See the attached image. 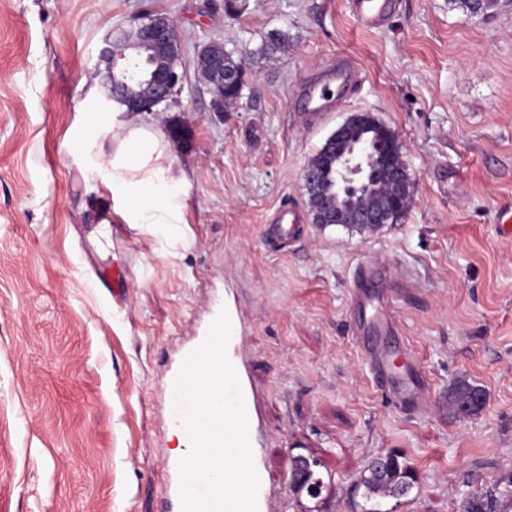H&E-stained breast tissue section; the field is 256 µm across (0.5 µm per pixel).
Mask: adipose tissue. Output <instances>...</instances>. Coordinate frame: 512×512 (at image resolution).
<instances>
[{
  "label": "adipose tissue",
  "instance_id": "1",
  "mask_svg": "<svg viewBox=\"0 0 512 512\" xmlns=\"http://www.w3.org/2000/svg\"><path fill=\"white\" fill-rule=\"evenodd\" d=\"M107 124L112 148L100 157L115 213L124 223L152 228L184 223L186 180L173 167L160 125L144 124L136 112L113 113Z\"/></svg>",
  "mask_w": 512,
  "mask_h": 512
}]
</instances>
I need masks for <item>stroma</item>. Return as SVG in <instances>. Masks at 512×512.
Listing matches in <instances>:
<instances>
[{
    "label": "stroma",
    "instance_id": "35a3bbf8",
    "mask_svg": "<svg viewBox=\"0 0 512 512\" xmlns=\"http://www.w3.org/2000/svg\"><path fill=\"white\" fill-rule=\"evenodd\" d=\"M0 0V512H159L178 439L164 382L213 297L236 300L278 512H299L292 456L318 458L335 493L323 512H357L355 483L390 450L413 469L396 512H461L491 491L512 502V0H397L369 31L349 0ZM167 15L183 48L173 102L145 113L174 135L187 180L177 233L122 223L79 144L102 120L105 34ZM286 49L259 54L272 31ZM218 41L243 59L240 97L216 111L194 59ZM362 72L353 94L304 123L292 97L338 54ZM392 129L413 182L398 222L374 232L310 221L304 170L351 113ZM304 240L269 250L261 226L282 202ZM386 262L409 288L400 335L429 376L428 414L375 386L352 338L356 267ZM481 388L472 415L448 409L457 381Z\"/></svg>",
    "mask_w": 512,
    "mask_h": 512
}]
</instances>
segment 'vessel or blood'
I'll list each match as a JSON object with an SVG mask.
<instances>
[{"label": "vessel or blood", "instance_id": "obj_1", "mask_svg": "<svg viewBox=\"0 0 512 512\" xmlns=\"http://www.w3.org/2000/svg\"><path fill=\"white\" fill-rule=\"evenodd\" d=\"M350 5L357 23L367 30L387 25L397 10V0H350ZM357 76L358 70L352 59H337L336 63L311 77L295 93L296 111L310 118L330 111L339 103L342 95L353 89ZM304 234L299 212L288 203L277 207L262 227V237L273 249L281 248L283 243L299 240ZM389 272L388 266L375 261L365 262L358 267L351 290V299L357 308L351 323L353 339L361 354L368 359L377 386L402 410L422 413L430 404L431 382L427 374L415 363L401 377H393L390 373L392 357L404 351L405 345L397 337L394 310L399 294L387 286ZM223 310L227 311L231 322L226 357L239 380L249 421L252 461L257 473L261 474L266 470V460L259 451L256 438L261 418L253 381V362L243 351L245 336L236 306L228 300H214L212 315H219ZM207 334V327H200L192 342L179 349L167 372V411L171 421L179 427L183 426L184 420L173 403L175 379L186 357L204 342Z\"/></svg>", "mask_w": 512, "mask_h": 512}]
</instances>
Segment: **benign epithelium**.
Returning a JSON list of instances; mask_svg holds the SVG:
<instances>
[{"label":"benign epithelium","instance_id":"benign-epithelium-1","mask_svg":"<svg viewBox=\"0 0 512 512\" xmlns=\"http://www.w3.org/2000/svg\"><path fill=\"white\" fill-rule=\"evenodd\" d=\"M155 45L171 47V58L164 64L150 63L147 73L134 82L116 79L118 61H128L127 51L138 52ZM203 47L194 65L204 62L198 77L216 88L245 83L244 61L234 70H224V56L208 55ZM98 64L104 66L102 94L105 103L116 104L127 112H152L174 99L182 80L183 54L175 23L166 15H146L128 28L109 32L99 50ZM375 123L369 112H355L340 125L326 142L336 149V207L315 204L312 215L317 224H348L362 232H373L405 213L413 198V181L401 160L397 136L382 127L384 140L361 136L346 144V130L352 125ZM322 174L305 168L304 186L309 196H318Z\"/></svg>","mask_w":512,"mask_h":512}]
</instances>
